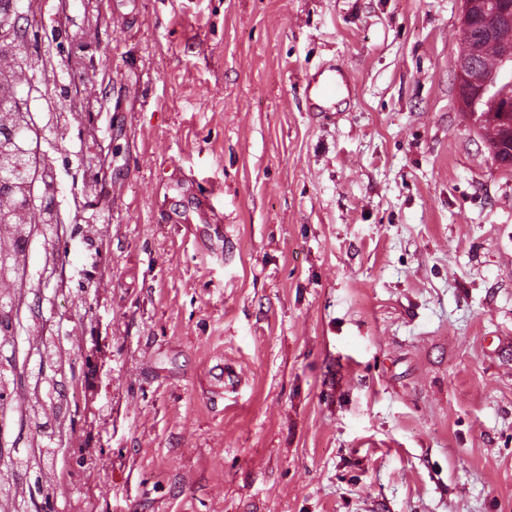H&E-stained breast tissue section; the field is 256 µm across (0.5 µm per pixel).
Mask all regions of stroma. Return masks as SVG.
<instances>
[{"label": "stroma", "instance_id": "35a3bbf8", "mask_svg": "<svg viewBox=\"0 0 512 512\" xmlns=\"http://www.w3.org/2000/svg\"><path fill=\"white\" fill-rule=\"evenodd\" d=\"M461 0H44L60 251L0 456L30 512H512V167ZM343 70L331 112L306 81ZM68 424L29 416L36 334ZM241 380L223 390L221 375ZM500 82L506 87L498 95L500 102L499 112L495 96L491 93L472 92L470 96L463 98L462 114L469 120L479 122L478 129L485 146L491 157L512 166V94L508 92L511 83L512 71V46H505L500 55ZM503 112H510L504 115Z\"/></svg>", "mask_w": 512, "mask_h": 512}]
</instances>
